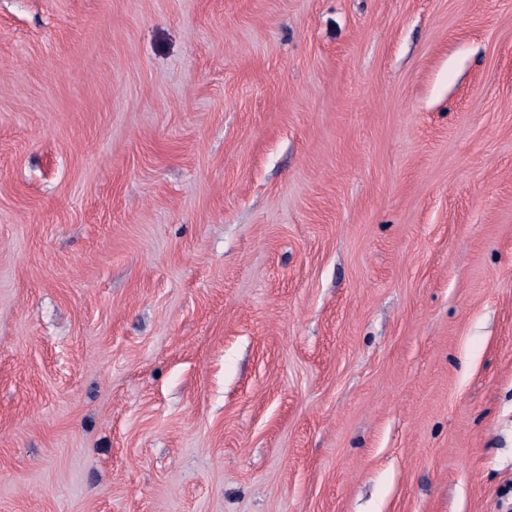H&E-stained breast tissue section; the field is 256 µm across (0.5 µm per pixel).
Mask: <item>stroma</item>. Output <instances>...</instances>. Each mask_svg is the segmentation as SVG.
Masks as SVG:
<instances>
[{
  "mask_svg": "<svg viewBox=\"0 0 512 512\" xmlns=\"http://www.w3.org/2000/svg\"><path fill=\"white\" fill-rule=\"evenodd\" d=\"M0 512H512V0H0Z\"/></svg>",
  "mask_w": 512,
  "mask_h": 512,
  "instance_id": "35a3bbf8",
  "label": "stroma"
}]
</instances>
